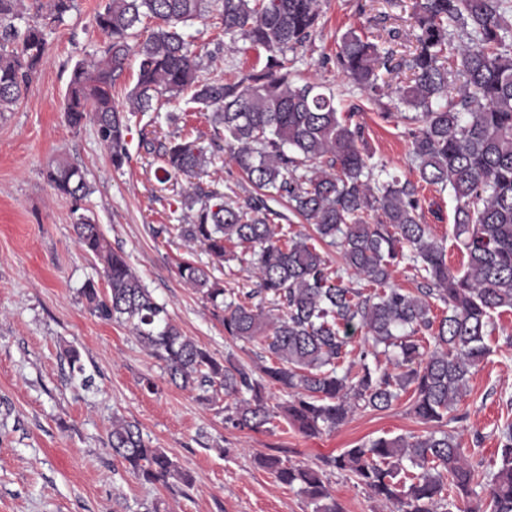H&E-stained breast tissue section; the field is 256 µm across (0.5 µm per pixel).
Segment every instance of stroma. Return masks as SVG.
I'll list each match as a JSON object with an SVG mask.
<instances>
[{"label": "stroma", "mask_w": 512, "mask_h": 512, "mask_svg": "<svg viewBox=\"0 0 512 512\" xmlns=\"http://www.w3.org/2000/svg\"><path fill=\"white\" fill-rule=\"evenodd\" d=\"M107 0H75L63 22L47 30V51L25 96L0 115V512H313L297 489L279 483L258 463L277 456L318 464L355 443L380 436L423 435L427 424L407 399L391 408L359 410L333 432L307 437L274 418L260 430L224 423L221 404L197 401L169 382L124 325L94 316L80 290L87 281L105 288L102 267L78 243L70 203L57 195L46 172L67 160L91 189L88 215L122 254L157 301L188 336L218 358L257 366L260 345L232 342L201 294L179 274L189 261L208 267L225 289L249 291L244 266L218 264L200 243L184 239L188 211L182 200L193 184L238 197L252 194L237 166L221 157L196 178L161 181L159 143L190 134L210 146L214 127L197 112L190 93L159 99L128 117L129 160L114 169L93 122L72 128L62 111L74 64L102 55L107 36L94 16ZM414 0H321V23L297 50L298 80L330 87L342 111L353 112L375 160L401 178L409 169L410 124L389 97L369 100L336 65L342 35L365 32L395 60L408 58ZM204 80H235L262 68L256 52L231 48L216 12L188 20ZM421 221L445 247L452 271L467 258L453 235L455 202L449 192L418 183ZM488 358L473 369L469 392L444 429L458 436L478 474L495 471L499 430L512 423V311L496 319ZM76 348L91 387L72 373L66 351ZM154 390H147L146 381ZM136 422L144 439L163 449L191 481L165 486L138 480L108 445L113 417ZM323 480L344 512H383V505L347 472L325 469Z\"/></svg>", "instance_id": "obj_1"}]
</instances>
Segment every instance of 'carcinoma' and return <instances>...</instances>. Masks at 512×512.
<instances>
[{
  "label": "carcinoma",
  "mask_w": 512,
  "mask_h": 512,
  "mask_svg": "<svg viewBox=\"0 0 512 512\" xmlns=\"http://www.w3.org/2000/svg\"><path fill=\"white\" fill-rule=\"evenodd\" d=\"M19 2L0 0V114L27 91L46 54V28L61 23L74 0L39 5L41 21L22 33L14 24ZM210 5L231 44L267 53L261 71L233 82L200 78L179 24ZM319 17V0H107L95 15L110 37L105 58L77 62L64 96L68 124L92 121L117 169L128 160V125L112 89L129 57L137 65L129 112H147L155 98L186 90L211 111L215 135L224 139L217 150L258 194L239 202L195 185L182 201L193 217L181 236L220 264H247L255 288L243 296L227 291L191 263L179 273L221 315L229 339L256 343L269 355L260 377L216 358L173 323L86 215L90 187L78 167L59 161L47 179L71 205L78 242L102 264L108 289L85 284L89 309L127 326L163 362L169 381L196 392L198 401L224 394L232 401L224 407L231 427L258 430L271 422L267 382L286 390L284 417L307 436L336 430L357 409L386 410L404 394L419 420L439 423L489 356L494 315L512 309V0H415L417 46L405 60L412 78L392 91L420 123L410 134V169L456 201L453 233L467 256L462 273L448 268L445 248L420 222L416 185L374 160L362 127L339 110L330 88L297 81L287 52L305 46ZM145 18L154 26L134 48L129 39ZM450 51L453 69L445 67ZM336 64L356 89L379 96L380 70L393 71V52L350 29ZM214 157L194 140H173L163 146V178L198 175ZM279 199L312 224V234L292 235L274 223L278 213L267 201ZM320 244L336 248L343 266L332 267ZM401 263L421 279L418 293L390 285ZM346 274L357 286L344 283ZM433 300L446 308L439 319L430 316ZM358 334L368 348L350 361ZM108 443L145 483L189 482L132 421L112 417ZM500 444L484 498L465 507L459 502L476 494L475 470L458 438L441 430L364 441L316 467L272 456L261 463L281 484L298 487L313 512H344L323 481L324 466L351 473L389 512H437L443 501L448 512H512V423L500 430ZM405 460L420 473L400 476Z\"/></svg>",
  "instance_id": "cac0c4a2"
}]
</instances>
